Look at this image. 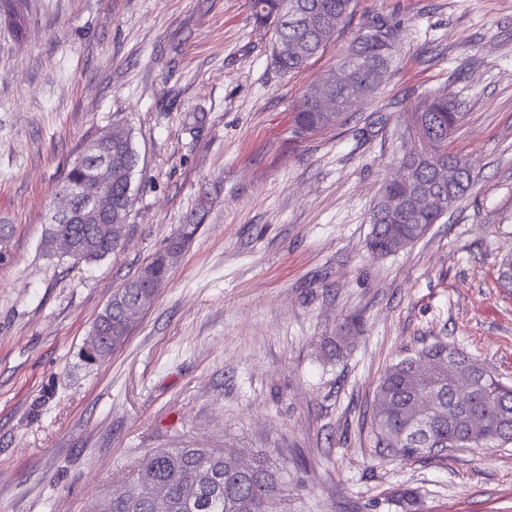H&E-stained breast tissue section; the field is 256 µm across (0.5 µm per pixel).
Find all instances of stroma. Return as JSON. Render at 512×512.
<instances>
[{"mask_svg":"<svg viewBox=\"0 0 512 512\" xmlns=\"http://www.w3.org/2000/svg\"><path fill=\"white\" fill-rule=\"evenodd\" d=\"M0 22V512H90L153 448H247L287 512H512V447L401 461L373 446L383 371L438 341L512 384V0H359L296 74L250 0H24ZM401 22L390 79L335 126L293 107L366 17ZM463 112L473 182L407 248L371 257L370 216L415 146L418 102ZM139 154L123 245L45 254L50 204L89 143ZM208 195L203 224L127 342L80 351L113 293ZM344 337L340 352L331 342Z\"/></svg>","mask_w":512,"mask_h":512,"instance_id":"stroma-1","label":"stroma"}]
</instances>
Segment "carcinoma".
Wrapping results in <instances>:
<instances>
[{"mask_svg":"<svg viewBox=\"0 0 512 512\" xmlns=\"http://www.w3.org/2000/svg\"><path fill=\"white\" fill-rule=\"evenodd\" d=\"M356 0H251L252 18L259 28L274 27L273 60L283 73L303 71L322 54L353 15ZM400 26L392 18L376 15L364 21L358 35L339 62L351 67V76L336 81V71H327L314 92L306 93L294 108V131L307 135L336 124V115L355 110L372 96L389 77ZM329 94L334 110L325 111L317 102ZM418 111L430 116L436 129L435 141L425 152L406 154L401 164L415 169L419 187L440 193L454 188L461 199L472 183L471 167L464 158L448 152V139L463 118L460 104L445 95L432 94ZM112 158V223L61 224L51 221L44 238L46 252L59 258L92 263L114 253L121 244L132 195L127 193L138 155L130 133L87 157L88 165H73L61 193L70 197L72 208L81 206L85 190L91 188L89 166ZM451 166L457 181H438V169ZM385 209L376 203L371 214L369 249L372 254H394L420 240L444 211L422 209L408 213L400 222L381 218ZM205 210L191 215L189 223L125 282L99 314L93 325L92 341L82 349L88 364L107 360L121 348L140 321L154 293L168 280L171 268L203 222ZM434 370H420L422 362ZM426 398L431 407L418 406ZM374 447L402 461L425 455L438 456L445 442L454 439L460 448L487 444H512V386L472 361L459 348L434 344L417 357H407L389 366L375 388ZM133 484L135 496L126 487L104 494L98 512H155L154 492L166 491V512H283L285 488L265 457L246 449L224 452L212 448H159L139 462Z\"/></svg>","mask_w":512,"mask_h":512,"instance_id":"1","label":"carcinoma"}]
</instances>
